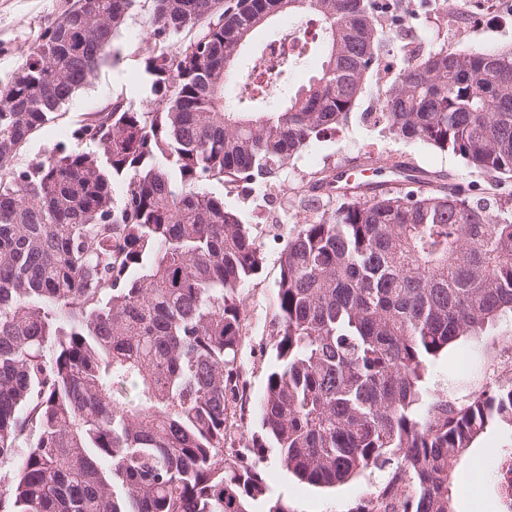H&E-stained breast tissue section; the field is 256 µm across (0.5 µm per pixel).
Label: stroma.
<instances>
[{
  "label": "stroma",
  "mask_w": 512,
  "mask_h": 512,
  "mask_svg": "<svg viewBox=\"0 0 512 512\" xmlns=\"http://www.w3.org/2000/svg\"><path fill=\"white\" fill-rule=\"evenodd\" d=\"M70 4L71 0H0V84L10 80L37 36ZM469 4L470 0H436L429 13L408 18L410 41L426 46L444 37L455 50L465 52L511 47L512 12L480 23L469 18ZM145 21L142 13L129 20L116 39L118 61L102 66L92 84L75 92L56 125L30 143L26 159L41 156L56 142L80 147L75 130L88 113L111 106L115 99L137 105L150 101L151 79L145 71L150 46L144 40ZM305 30L302 16L287 13L275 17L254 32L237 63L238 71H246L268 42L288 31L300 35ZM403 66V61L385 58L378 74L367 79L348 124L335 135L310 143L267 182L254 185L248 193L230 185L214 188L226 204L240 211L243 222L251 225L266 255L260 278L243 291L246 328L240 362L245 407L238 429L242 436H249L257 428L258 400L273 365L279 252L294 225L314 216L307 199L316 172L327 169L340 173L379 193L396 188L391 167L398 163L422 171L429 178L443 177L445 183L465 190L469 197L487 199L495 214H512V184L501 183L497 174L474 169L461 156L428 143L394 138L382 126L365 120V113L378 106V84L393 80ZM478 359L470 342L462 341L451 348L428 371V398L461 395L481 386L484 379L476 371ZM498 448H512V428L489 430L456 466L452 475L454 512H497L490 484L472 483L470 473L477 463L493 469ZM262 468L271 494L281 498L289 512H353L357 504L375 499L386 481L384 472L373 469L333 488L315 487L289 476L272 452L267 453Z\"/></svg>",
  "instance_id": "obj_1"
}]
</instances>
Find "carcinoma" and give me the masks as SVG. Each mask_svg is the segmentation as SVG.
<instances>
[{"label":"carcinoma","mask_w":512,"mask_h":512,"mask_svg":"<svg viewBox=\"0 0 512 512\" xmlns=\"http://www.w3.org/2000/svg\"><path fill=\"white\" fill-rule=\"evenodd\" d=\"M145 39L195 32L145 59L153 99L90 112L75 135L17 159L73 94L117 59L137 4ZM380 0H74L0 85V512H288L260 461L300 481L388 470L391 512H454L461 457L512 428V380L424 403L432 363L485 344L512 314V218L456 190L349 198L295 225L275 288L274 365L260 430L235 437L243 401V287L265 254L217 183L253 184L348 123L381 57L406 55ZM319 23L328 54L268 112L224 103L274 94L264 62L232 68L266 14ZM397 138L512 178V47L428 48L379 88ZM121 186L115 198L114 185ZM411 491L402 493V486Z\"/></svg>","instance_id":"obj_1"}]
</instances>
